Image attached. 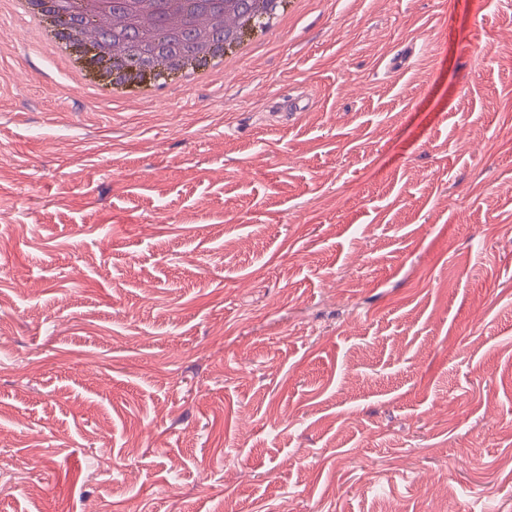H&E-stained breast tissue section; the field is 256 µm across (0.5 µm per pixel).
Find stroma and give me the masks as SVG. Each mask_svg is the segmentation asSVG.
I'll use <instances>...</instances> for the list:
<instances>
[{
	"label": "stroma",
	"mask_w": 512,
	"mask_h": 512,
	"mask_svg": "<svg viewBox=\"0 0 512 512\" xmlns=\"http://www.w3.org/2000/svg\"><path fill=\"white\" fill-rule=\"evenodd\" d=\"M510 458L512 0H302L139 100L0 0V512H512ZM268 7L264 16L257 20L255 23V29L257 31L256 39L251 42H244L241 44L233 53H225L221 50L213 55L209 56L207 65L202 67L196 66L191 67L189 76L195 78L199 73H218L223 72L224 66L228 63L229 59L233 56H242L248 52L254 42L266 40L278 27L282 25L285 17V6L283 1L270 0L267 1Z\"/></svg>",
	"instance_id": "stroma-1"
}]
</instances>
